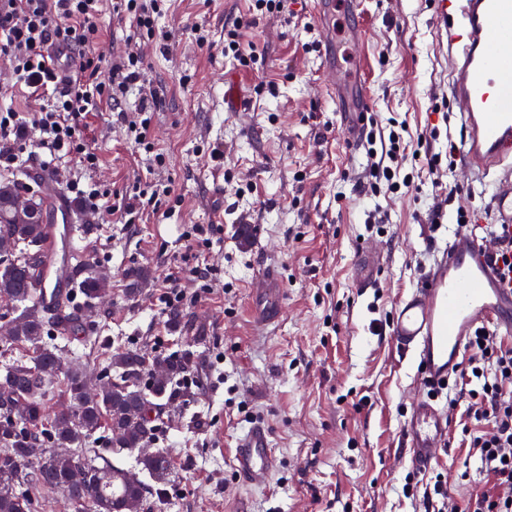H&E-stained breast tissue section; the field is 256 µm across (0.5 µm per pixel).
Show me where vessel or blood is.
Listing matches in <instances>:
<instances>
[{"mask_svg":"<svg viewBox=\"0 0 512 512\" xmlns=\"http://www.w3.org/2000/svg\"><path fill=\"white\" fill-rule=\"evenodd\" d=\"M313 15L329 29L337 11L358 15L362 0H313ZM440 37L451 55L450 91L460 111L464 136L459 151L468 171L491 179L495 221L512 224V0H432ZM372 105L360 92L349 127L358 146L361 120ZM48 261L35 287L46 310L64 295L73 271L74 244L48 242ZM253 302L263 323L278 320L283 300L281 275L266 267L253 287ZM512 335V289L505 287L478 237L456 229L420 287L401 297L389 322L397 349L412 355L422 384H444L456 374L470 339L485 327ZM439 402L417 395L405 424L404 439L413 466L429 470L447 433ZM234 467L253 488L265 487L278 468L266 427L256 425L236 439Z\"/></svg>","mask_w":512,"mask_h":512,"instance_id":"1","label":"vessel or blood"}]
</instances>
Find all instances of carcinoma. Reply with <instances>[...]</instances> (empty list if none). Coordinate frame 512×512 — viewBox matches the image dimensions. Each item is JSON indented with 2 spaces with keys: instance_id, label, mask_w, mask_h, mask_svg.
I'll list each match as a JSON object with an SVG mask.
<instances>
[{
  "instance_id": "cac0c4a2",
  "label": "carcinoma",
  "mask_w": 512,
  "mask_h": 512,
  "mask_svg": "<svg viewBox=\"0 0 512 512\" xmlns=\"http://www.w3.org/2000/svg\"><path fill=\"white\" fill-rule=\"evenodd\" d=\"M23 193L36 197L38 213L18 209ZM47 196L39 182L0 183V297L21 308L10 335L0 340V358L8 365L0 378V512H34L37 499L49 490L84 501L95 512H136L149 494L140 474L163 480L171 471L167 453L149 448L154 432L147 412L154 400L175 398L172 385L189 360L157 356L148 362L138 353L116 352L95 389L91 373L63 371L60 355L46 346L57 330L33 299L45 262ZM107 287L106 277L90 271L78 294L90 302ZM15 346L32 348L34 356L13 355ZM147 368L160 373L143 383L141 372ZM61 373L69 405L50 417L44 400ZM103 426L112 447L141 450L138 470L118 467L82 447Z\"/></svg>"
}]
</instances>
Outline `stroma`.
Here are the masks:
<instances>
[{
    "instance_id": "1",
    "label": "stroma",
    "mask_w": 512,
    "mask_h": 512,
    "mask_svg": "<svg viewBox=\"0 0 512 512\" xmlns=\"http://www.w3.org/2000/svg\"><path fill=\"white\" fill-rule=\"evenodd\" d=\"M283 3V12L252 25L250 0H169L157 23L168 52L142 46L146 76L159 89L149 147L127 139L104 105L84 131L96 169L76 170L66 157L44 163L34 148L19 156L15 171L66 195L70 212L52 223L78 225L82 263L110 279L62 360L92 369L109 349L190 354L191 386L155 410L164 423L155 445L173 470L151 512H418L402 493L410 473L421 484L444 476L449 496L465 505L487 481L464 430L467 404L449 410L437 463L414 473L403 427L418 394L416 368L387 325L400 297L433 268L457 208L493 223L489 181L458 163L432 175L419 159L412 191L363 195L369 159L351 149L343 100L326 91L335 59L346 81L369 91L379 130L397 118L443 156L464 134L458 108L446 106L450 55L429 0H363L361 41L340 29L332 43L314 27L310 0ZM101 5L104 53L125 51L135 27L113 17L112 0ZM239 19L243 45L257 54L250 68L224 55V28ZM199 28L212 49L198 47ZM215 150L223 162L212 160ZM159 153L166 164L158 169ZM60 170L109 197L86 209ZM150 170L174 193L159 211L128 220L111 195L134 191ZM442 186L456 190L444 208ZM194 224L217 227L196 255L184 238ZM176 262L203 264L211 278L183 280L193 301L173 318L155 298ZM269 264L280 269L285 302L279 320L262 325L250 289ZM134 268L149 277L132 297ZM255 423L269 428L278 459L262 489L243 484L233 466L236 438Z\"/></svg>"
}]
</instances>
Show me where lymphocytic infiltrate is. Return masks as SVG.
<instances>
[{"instance_id":"1","label":"lymphocytic infiltrate","mask_w":512,"mask_h":512,"mask_svg":"<svg viewBox=\"0 0 512 512\" xmlns=\"http://www.w3.org/2000/svg\"><path fill=\"white\" fill-rule=\"evenodd\" d=\"M99 0H0V57L10 62L17 79L33 91L55 90L52 109L25 117L10 109L0 111V171L10 169L28 148L56 158L67 154L77 164L95 167L97 155L83 140L84 120L94 101L106 100L120 108L130 87L143 88L134 115L120 120L138 144H145L150 112L157 101L142 69V53L133 48L112 60V79L100 78L101 42L94 22ZM372 162L361 190L367 195L392 194L410 189L414 177L402 174L410 149L402 132L390 131L388 142L378 145L376 132L366 135ZM470 348L475 351L459 375V395L467 396L466 413L474 422L487 421L491 430L473 433L475 448L490 487L466 507L449 497L445 481L435 480L422 496L424 512H512V348L503 347L489 330H478Z\"/></svg>"}]
</instances>
